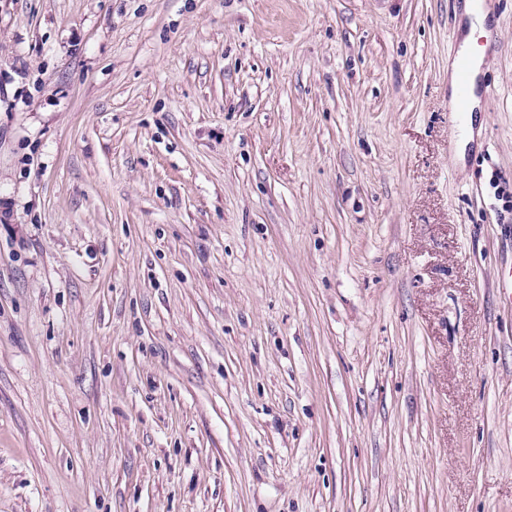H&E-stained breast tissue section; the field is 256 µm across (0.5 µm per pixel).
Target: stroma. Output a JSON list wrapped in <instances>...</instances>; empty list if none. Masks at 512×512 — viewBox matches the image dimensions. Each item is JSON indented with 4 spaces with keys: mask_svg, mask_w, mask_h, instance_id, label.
Listing matches in <instances>:
<instances>
[{
    "mask_svg": "<svg viewBox=\"0 0 512 512\" xmlns=\"http://www.w3.org/2000/svg\"><path fill=\"white\" fill-rule=\"evenodd\" d=\"M0 0V512H512V0ZM465 3L464 17L466 24L463 26L462 51L470 58L472 69V83L476 88L477 78L481 72V66L484 64V54L482 47L476 43L475 34L488 37L491 33L488 28L489 13L480 0H467ZM470 63L468 58H463L459 62V81L457 85L458 68L456 61L453 62L449 70V83L452 89V106L455 97L454 113L458 119L465 118L468 113L475 112L479 108V99L476 94L473 96V89L470 79ZM457 85V89H456ZM473 96V102H472ZM472 106V109H471Z\"/></svg>",
    "mask_w": 512,
    "mask_h": 512,
    "instance_id": "35a3bbf8",
    "label": "stroma"
}]
</instances>
